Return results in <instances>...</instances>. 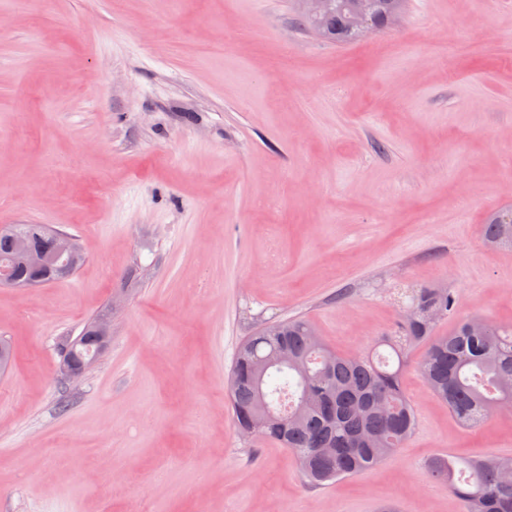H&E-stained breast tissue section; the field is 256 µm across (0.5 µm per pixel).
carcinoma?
Listing matches in <instances>:
<instances>
[{
    "mask_svg": "<svg viewBox=\"0 0 512 512\" xmlns=\"http://www.w3.org/2000/svg\"><path fill=\"white\" fill-rule=\"evenodd\" d=\"M357 3L365 6L366 26L380 29L403 0H329L325 15L315 19L304 14L301 22L333 43L356 39L352 23ZM502 213L490 212L482 224L483 238L493 246L512 240V223H504ZM21 239L33 248L52 249L40 225L13 224L0 230V260L10 257ZM410 300L413 313L402 314L395 335L378 341L389 348L386 354H334L323 340H312L315 329L304 318L280 322L278 336L259 331L248 337L235 354L228 380L235 429L253 428L265 408L281 411L287 415L281 428L263 427L253 438L293 453L308 485L320 487L366 473L417 428L416 409L402 378L411 348L420 343L426 349L417 370L459 423L478 427L511 406L512 327L486 319L475 333V318L466 317L438 336L437 325L455 308L453 295L419 288ZM280 343L296 365L261 373L256 359ZM431 475L448 483L463 512H512V456L439 457Z\"/></svg>",
    "mask_w": 512,
    "mask_h": 512,
    "instance_id": "obj_1",
    "label": "carcinoma"
}]
</instances>
